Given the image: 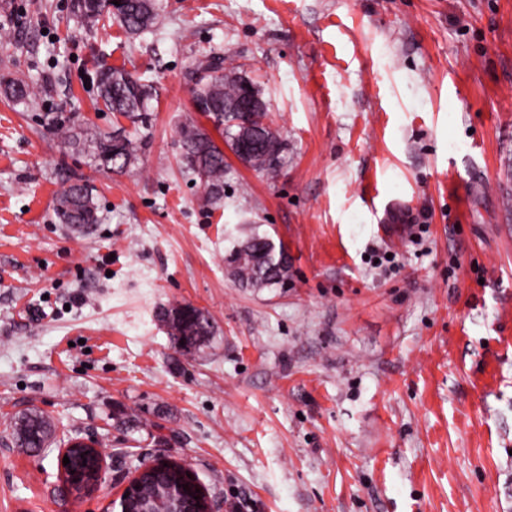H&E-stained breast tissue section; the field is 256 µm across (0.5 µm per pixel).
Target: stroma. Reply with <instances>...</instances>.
Here are the masks:
<instances>
[{"label": "stroma", "instance_id": "35a3bbf8", "mask_svg": "<svg viewBox=\"0 0 512 512\" xmlns=\"http://www.w3.org/2000/svg\"><path fill=\"white\" fill-rule=\"evenodd\" d=\"M132 37L68 0H0V512H119L137 466L188 464L215 512H512V0H160ZM239 67L283 151L224 154L219 201L180 163L200 62ZM153 85L147 127L100 110L96 70ZM80 138L141 131L129 169ZM90 186L100 224H58ZM288 279L244 288L252 233ZM394 257V267L377 258ZM205 311L176 350L161 308ZM30 408L106 453L62 496L56 450L14 447ZM54 211L60 224L80 233H87L99 222L92 190L82 180H75L63 188ZM225 260L234 278L245 288H269L288 279V254L266 235L248 237Z\"/></svg>", "mask_w": 512, "mask_h": 512}]
</instances>
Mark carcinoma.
I'll return each mask as SVG.
<instances>
[{
  "label": "carcinoma",
  "instance_id": "cac0c4a2",
  "mask_svg": "<svg viewBox=\"0 0 512 512\" xmlns=\"http://www.w3.org/2000/svg\"><path fill=\"white\" fill-rule=\"evenodd\" d=\"M70 9L78 17L95 23L113 17L131 35L157 25L161 15L155 0H121L112 9V0H70ZM207 76L195 82L192 102L195 111L208 117L214 130L232 146L236 139L252 143L250 153L242 161L256 169L266 170L279 155L282 141L277 131L264 122L266 113L234 112L229 107L246 97L260 102V91L235 68L225 69L214 61L203 66ZM99 99L103 108L116 112L136 124L143 122L149 111L155 89L143 83L125 68L107 67L97 75ZM5 92L19 102L35 99L38 90L22 78L5 82ZM181 157L185 167L204 181L213 199H220L224 187V148L195 121L186 122L180 132ZM143 139L133 135L100 134L88 140V148L97 165L122 172L131 166L142 152ZM55 214L59 223L80 232H88L99 222L98 208L92 190L82 180H75L60 192ZM232 275L245 288H269L288 279V254L266 235L255 234L234 247L226 257ZM161 320L170 331L174 347L182 351L198 349L213 335L208 316L190 304H176L163 309ZM14 444L37 451L52 442L54 424L43 412L29 409L15 417L12 425ZM178 472L163 469L141 486L140 495L152 499L176 484Z\"/></svg>",
  "mask_w": 512,
  "mask_h": 512
}]
</instances>
